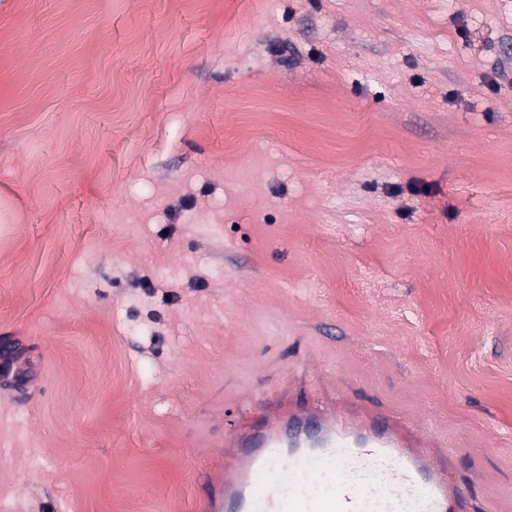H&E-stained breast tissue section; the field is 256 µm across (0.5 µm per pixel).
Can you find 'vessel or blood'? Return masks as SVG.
<instances>
[{
  "mask_svg": "<svg viewBox=\"0 0 512 512\" xmlns=\"http://www.w3.org/2000/svg\"><path fill=\"white\" fill-rule=\"evenodd\" d=\"M262 409V433L238 430L228 473L205 478V512H458V451L435 450L418 425L338 402L301 413L284 390ZM367 468L375 487L359 480Z\"/></svg>",
  "mask_w": 512,
  "mask_h": 512,
  "instance_id": "obj_1",
  "label": "vessel or blood"
}]
</instances>
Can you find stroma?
<instances>
[{
    "mask_svg": "<svg viewBox=\"0 0 512 512\" xmlns=\"http://www.w3.org/2000/svg\"><path fill=\"white\" fill-rule=\"evenodd\" d=\"M510 178L512 0H0V512H202L288 383L512 512Z\"/></svg>",
    "mask_w": 512,
    "mask_h": 512,
    "instance_id": "stroma-1",
    "label": "stroma"
}]
</instances>
